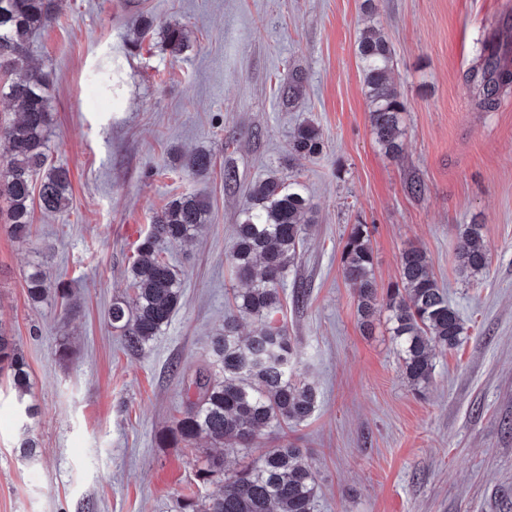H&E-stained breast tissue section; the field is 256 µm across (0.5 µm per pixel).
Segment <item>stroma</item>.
Masks as SVG:
<instances>
[{"label": "stroma", "instance_id": "1", "mask_svg": "<svg viewBox=\"0 0 512 512\" xmlns=\"http://www.w3.org/2000/svg\"><path fill=\"white\" fill-rule=\"evenodd\" d=\"M363 3L59 0L56 21L32 37L29 62L48 79L54 116L49 161L69 169L71 201L34 210L26 241L12 237L0 202V324L40 409L26 419L0 374V512H180L196 493L206 443L168 435L239 286L224 254L244 190L272 172L300 182L314 207L276 315L295 374L319 393L284 438L314 471L312 512H512V92L481 112L463 79L512 0H376L371 13ZM142 14L154 27L132 52ZM167 23L189 33L176 58ZM371 26L393 48L390 77L407 103L396 159L376 143L364 96L357 45ZM292 72L294 91L282 83ZM305 122L325 144L314 159L289 152ZM200 149L215 166L193 178L178 158ZM190 192L209 200L211 217L164 250L183 272L180 305L144 350H129L105 311L129 296L155 214ZM355 224L370 229L379 289L398 279L405 248L422 247L464 321L424 392L403 379L385 321L369 336L359 327L341 264ZM463 224L482 225L491 253L471 283L456 270ZM37 262L50 293L34 306L26 276ZM26 428L39 443L30 461L14 452Z\"/></svg>", "mask_w": 512, "mask_h": 512}]
</instances>
